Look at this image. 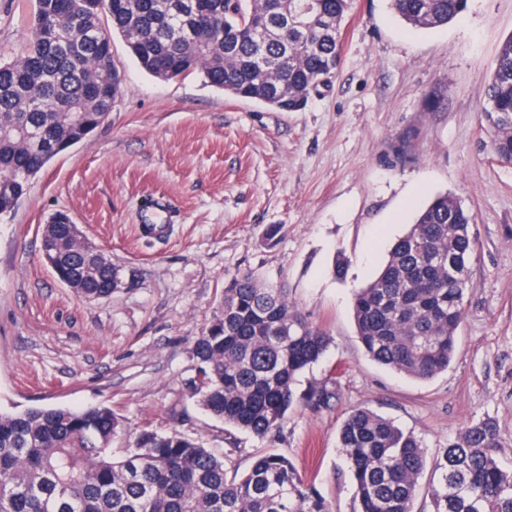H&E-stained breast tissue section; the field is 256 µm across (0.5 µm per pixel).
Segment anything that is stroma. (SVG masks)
Here are the masks:
<instances>
[{"label": "stroma", "instance_id": "obj_1", "mask_svg": "<svg viewBox=\"0 0 512 512\" xmlns=\"http://www.w3.org/2000/svg\"><path fill=\"white\" fill-rule=\"evenodd\" d=\"M34 9L0 0V59L24 51ZM511 36L512 0H469L432 30L411 29L391 0H352L340 65L296 112L193 74L152 77L113 38L122 87L108 118L0 214V412L106 405L128 435L179 430L223 456L230 475L279 453L330 512L358 508L338 433L359 408L421 441L416 512H431V468L473 425L495 426L494 454L512 469V164L493 153L481 116ZM445 193L473 216L472 286L455 359L419 380L364 353L353 294ZM152 199L170 210L156 236L141 230ZM60 211L111 261V297L85 298L43 262L42 229ZM246 271L330 340L298 392L336 393L318 411L295 405L263 439L226 431L191 396L194 342Z\"/></svg>", "mask_w": 512, "mask_h": 512}]
</instances>
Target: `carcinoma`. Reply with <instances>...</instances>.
I'll return each mask as SVG.
<instances>
[{
  "mask_svg": "<svg viewBox=\"0 0 512 512\" xmlns=\"http://www.w3.org/2000/svg\"><path fill=\"white\" fill-rule=\"evenodd\" d=\"M468 0H392L414 29L448 25ZM350 0H35L31 37L20 57L0 61V212L59 153L80 143L112 109L120 82L112 39L119 36L149 75L196 74L234 97L295 111L336 71ZM109 17L111 26L101 24ZM492 149L512 162V36L495 59L482 110ZM472 216L448 194L435 198L390 249L354 297L357 334L378 363L419 379L448 369L465 315L467 287L440 257L468 263ZM43 237L59 280L87 263L81 293H111L112 263L89 259L65 224ZM329 338L277 288L251 272L224 287L220 315L194 342L197 402L225 425L274 436L298 402L319 410L334 392L299 377L325 356ZM123 422L105 406L31 407L0 413V512H328L288 457H257L229 478L223 457L177 430L142 428L121 448ZM358 512H414L426 467L413 434L368 409L339 435ZM488 423L445 449L432 490L434 512H512V470L492 453Z\"/></svg>",
  "mask_w": 512,
  "mask_h": 512,
  "instance_id": "1",
  "label": "carcinoma"
}]
</instances>
